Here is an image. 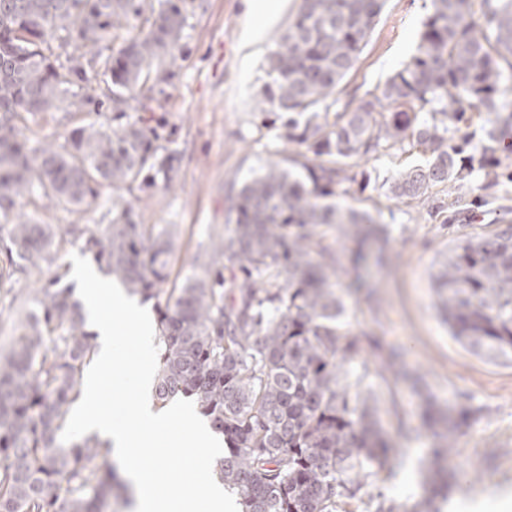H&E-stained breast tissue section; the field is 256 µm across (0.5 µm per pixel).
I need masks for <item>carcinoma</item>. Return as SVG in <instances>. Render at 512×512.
<instances>
[{
	"mask_svg": "<svg viewBox=\"0 0 512 512\" xmlns=\"http://www.w3.org/2000/svg\"><path fill=\"white\" fill-rule=\"evenodd\" d=\"M432 0L415 55L380 94L336 96L376 25L385 0H300L267 58L269 81L257 101L277 127V159L230 188V235L214 247L203 275L170 282L173 241L112 204L110 224L61 231L14 209L23 199L75 208L96 203L108 183L129 195L173 185L179 159L141 116L120 123L129 101L151 112L154 89L169 83L188 19L187 0H0V304L13 283L81 243L130 294L158 314L160 405L194 398L224 434L221 480L243 512H339L367 483L391 471L401 449L374 420L355 370L361 343L341 331L346 305L330 274L339 258L317 228L335 224L364 244L387 241L367 210L336 201L349 185L365 191L357 161L406 140L424 162L385 182L389 200L422 199L434 186L485 170L501 151L499 126L512 122L502 85L512 77V0ZM120 47L103 54L101 43ZM83 48L78 55L68 48ZM104 77V99L74 91L87 69ZM73 128L68 146L32 144L26 115L55 103L101 115ZM393 112L385 115V107ZM484 115L473 148L451 131ZM297 147L288 154V145ZM453 336L472 354L512 361V224L448 250L434 274ZM172 287H167V284ZM7 352H0V512H112L126 487L110 448L95 437L68 447L59 432L81 395L97 352L78 303L64 289L34 288ZM478 409L429 405L423 425L437 441L422 493L406 512H436L448 496V454Z\"/></svg>",
	"mask_w": 512,
	"mask_h": 512,
	"instance_id": "1",
	"label": "carcinoma"
}]
</instances>
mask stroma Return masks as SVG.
Returning a JSON list of instances; mask_svg holds the SVG:
<instances>
[{
	"label": "stroma",
	"mask_w": 512,
	"mask_h": 512,
	"mask_svg": "<svg viewBox=\"0 0 512 512\" xmlns=\"http://www.w3.org/2000/svg\"><path fill=\"white\" fill-rule=\"evenodd\" d=\"M299 0H279L263 38L245 42L255 19L244 0H190L178 68L153 103L163 144L180 159L172 189L156 187L132 204L142 223L170 233L172 275L203 273L214 241L230 226L224 195L269 159L271 135L261 123L256 99L267 82V57L288 27ZM431 0H386L342 89L380 92L389 76L414 54ZM78 116L58 107L29 115L25 133L55 147L67 144ZM120 190L102 185L96 204L74 212L22 201L18 212L45 224H108ZM349 205L381 210L389 234L384 260L367 251L359 269L350 258L354 241L329 229L327 241L340 258L336 281L345 285L343 332L357 336L367 356L365 389L372 393L380 425L404 453L393 475L364 488L346 512H363L364 499L384 493L407 503L421 492L423 460L433 446L422 425L423 400L479 408L476 423L463 427L448 459L456 475L442 512H512V363L491 362L465 349L448 331L432 275L450 247L512 223V151H504L472 186L433 187L427 196L397 204L369 189L352 192Z\"/></svg>",
	"instance_id": "1"
}]
</instances>
